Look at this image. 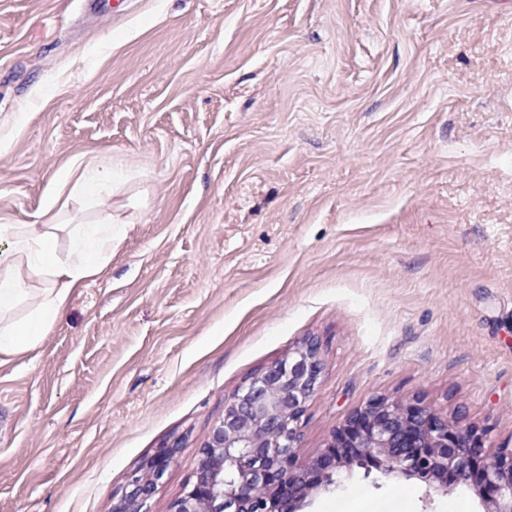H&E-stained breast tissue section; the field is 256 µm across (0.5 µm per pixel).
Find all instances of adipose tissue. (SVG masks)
<instances>
[{
    "label": "adipose tissue",
    "mask_w": 512,
    "mask_h": 512,
    "mask_svg": "<svg viewBox=\"0 0 512 512\" xmlns=\"http://www.w3.org/2000/svg\"><path fill=\"white\" fill-rule=\"evenodd\" d=\"M111 169L92 168L71 180L68 192L46 196L43 224L0 225V355L35 348L54 326L74 288L97 275L112 258V223L72 224L68 215L93 200L97 186L111 181ZM69 248L61 250V233Z\"/></svg>",
    "instance_id": "adipose-tissue-1"
}]
</instances>
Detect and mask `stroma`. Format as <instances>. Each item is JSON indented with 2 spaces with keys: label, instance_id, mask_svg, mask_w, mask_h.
I'll use <instances>...</instances> for the list:
<instances>
[{
  "label": "stroma",
  "instance_id": "obj_1",
  "mask_svg": "<svg viewBox=\"0 0 512 512\" xmlns=\"http://www.w3.org/2000/svg\"><path fill=\"white\" fill-rule=\"evenodd\" d=\"M110 165L121 232L0 357V512H113L305 338L301 463L374 396L512 449V0H0V224ZM479 512L364 478L309 512ZM163 447L142 468L133 470L127 479L125 491L114 512H142L146 501L154 493L164 473L177 459V446Z\"/></svg>",
  "mask_w": 512,
  "mask_h": 512
}]
</instances>
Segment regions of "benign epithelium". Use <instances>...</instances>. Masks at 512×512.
<instances>
[{"mask_svg":"<svg viewBox=\"0 0 512 512\" xmlns=\"http://www.w3.org/2000/svg\"><path fill=\"white\" fill-rule=\"evenodd\" d=\"M321 372L319 343L309 337L239 388L201 448L195 482L169 512H304L310 497L339 491L356 467L418 479L429 496L473 491L483 512H512V450L489 454L482 431L421 401L371 399L316 459L298 464L301 420ZM177 453L164 447L132 471L115 512H142Z\"/></svg>","mask_w":512,"mask_h":512,"instance_id":"7a95c632","label":"benign epithelium"}]
</instances>
